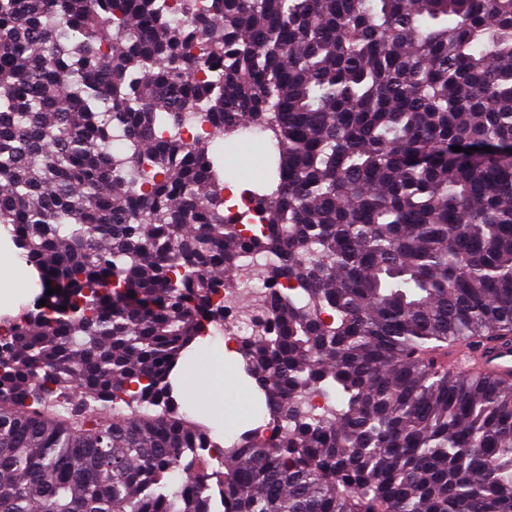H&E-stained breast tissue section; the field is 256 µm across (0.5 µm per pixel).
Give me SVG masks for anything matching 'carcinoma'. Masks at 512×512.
<instances>
[{"mask_svg": "<svg viewBox=\"0 0 512 512\" xmlns=\"http://www.w3.org/2000/svg\"><path fill=\"white\" fill-rule=\"evenodd\" d=\"M181 11L0 0V224L61 289L5 324L0 512H512V380L444 360L512 335V0ZM249 124L252 232L210 156ZM251 257L276 430L219 446L171 374Z\"/></svg>", "mask_w": 512, "mask_h": 512, "instance_id": "carcinoma-1", "label": "carcinoma"}]
</instances>
